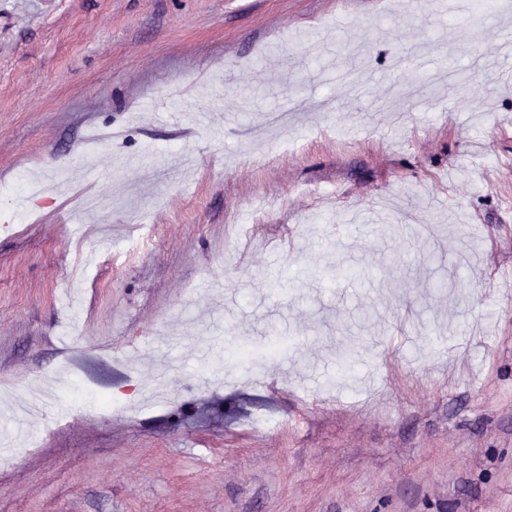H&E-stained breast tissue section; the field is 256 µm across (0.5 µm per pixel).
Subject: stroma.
Returning a JSON list of instances; mask_svg holds the SVG:
<instances>
[{
	"mask_svg": "<svg viewBox=\"0 0 512 512\" xmlns=\"http://www.w3.org/2000/svg\"><path fill=\"white\" fill-rule=\"evenodd\" d=\"M509 28L0 0V512H512Z\"/></svg>",
	"mask_w": 512,
	"mask_h": 512,
	"instance_id": "35a3bbf8",
	"label": "stroma"
}]
</instances>
